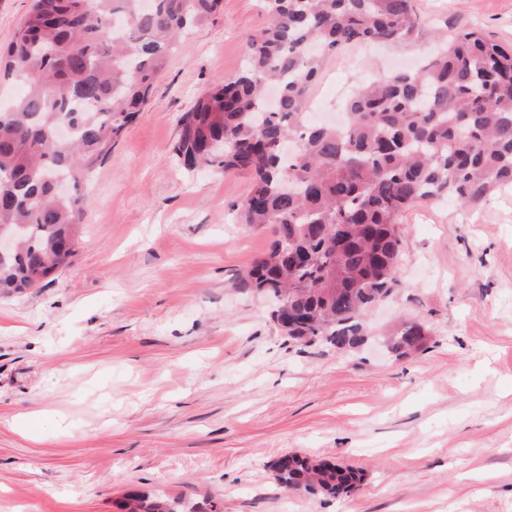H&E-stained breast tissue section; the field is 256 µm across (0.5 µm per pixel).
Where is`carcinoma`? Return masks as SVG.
I'll return each instance as SVG.
<instances>
[{
	"mask_svg": "<svg viewBox=\"0 0 512 512\" xmlns=\"http://www.w3.org/2000/svg\"><path fill=\"white\" fill-rule=\"evenodd\" d=\"M221 0H33L10 42L4 75L25 92L0 106V230L18 251L0 262V294L53 276L75 255L83 183L147 104L180 36L203 26ZM268 23L249 38L244 69L219 79L179 120L173 147L187 168L252 177L240 223L274 239L240 278L299 323L281 334L355 351L364 317L399 286L400 219L423 201L476 206L512 185V49L473 29L437 35L434 54L346 102L345 128L306 120L322 55L362 43L410 40L414 0H265ZM65 125L69 141L56 130ZM70 192L61 196L56 185ZM346 240L337 250L332 240ZM408 321L386 340L404 358L426 346ZM274 478L288 490L336 495L357 469L286 455ZM128 512H195L179 500L132 495Z\"/></svg>",
	"mask_w": 512,
	"mask_h": 512,
	"instance_id": "cac0c4a2",
	"label": "carcinoma"
}]
</instances>
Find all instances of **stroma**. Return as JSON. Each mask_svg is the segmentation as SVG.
Wrapping results in <instances>:
<instances>
[{
	"label": "stroma",
	"mask_w": 512,
	"mask_h": 512,
	"mask_svg": "<svg viewBox=\"0 0 512 512\" xmlns=\"http://www.w3.org/2000/svg\"><path fill=\"white\" fill-rule=\"evenodd\" d=\"M407 42L326 57L311 109L415 67L438 28L512 46V0H415ZM263 0H221L171 54L98 168L70 266L0 296V512H123L133 492L196 512H512V186L402 218L400 290L348 354L282 336L237 275L271 232L239 221L250 178L184 168L178 120L235 77ZM427 349L390 358L401 320ZM296 453L362 469L335 496L283 491Z\"/></svg>",
	"instance_id": "obj_1"
}]
</instances>
